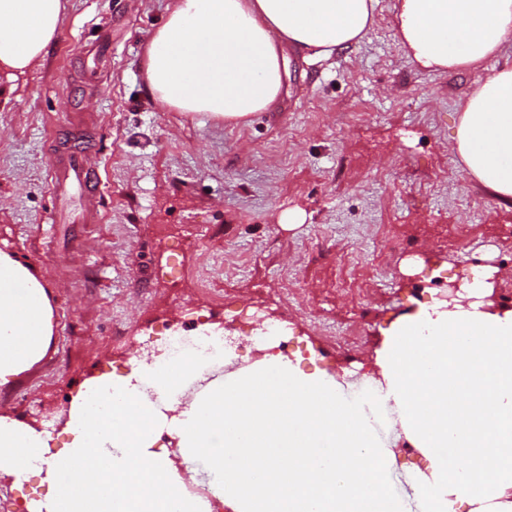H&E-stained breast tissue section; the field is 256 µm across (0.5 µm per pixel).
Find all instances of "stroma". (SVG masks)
Instances as JSON below:
<instances>
[{
  "mask_svg": "<svg viewBox=\"0 0 512 512\" xmlns=\"http://www.w3.org/2000/svg\"><path fill=\"white\" fill-rule=\"evenodd\" d=\"M168 3L67 0L43 65L0 109V249L41 271L53 306L45 357L0 386V410L17 419L127 365L136 330L185 309L220 327L225 306L261 308L296 329L303 367L368 376L420 280L462 285L455 225L512 267V203L474 186L448 150L472 78L408 60L392 0L330 61L288 50L281 95L243 125L150 95L143 56ZM78 113L97 126V224L56 223L49 190L47 133ZM287 210L303 223H278Z\"/></svg>",
  "mask_w": 512,
  "mask_h": 512,
  "instance_id": "35a3bbf8",
  "label": "stroma"
}]
</instances>
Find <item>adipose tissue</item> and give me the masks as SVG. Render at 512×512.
I'll use <instances>...</instances> for the list:
<instances>
[{
    "mask_svg": "<svg viewBox=\"0 0 512 512\" xmlns=\"http://www.w3.org/2000/svg\"><path fill=\"white\" fill-rule=\"evenodd\" d=\"M377 0H171L147 46L152 97L180 112L242 123L283 88L285 47L328 61L361 43ZM64 0H0V101L42 65ZM409 58L439 73L472 75L451 149L468 174L512 202V0H393ZM502 275L482 265L456 299L434 302L384 332L372 399L335 376L263 358L218 375L206 358L134 359L126 375L72 407L54 434L0 412V480L43 475L30 512H209L181 498L167 435L200 461L234 512H402L386 474L389 444L406 440L429 462L414 482L426 512H512V310H490ZM53 308L38 270L0 250V386L46 354ZM450 449L451 458L439 456ZM456 466H449V459Z\"/></svg>",
    "mask_w": 512,
    "mask_h": 512,
    "instance_id": "1",
    "label": "adipose tissue"
}]
</instances>
